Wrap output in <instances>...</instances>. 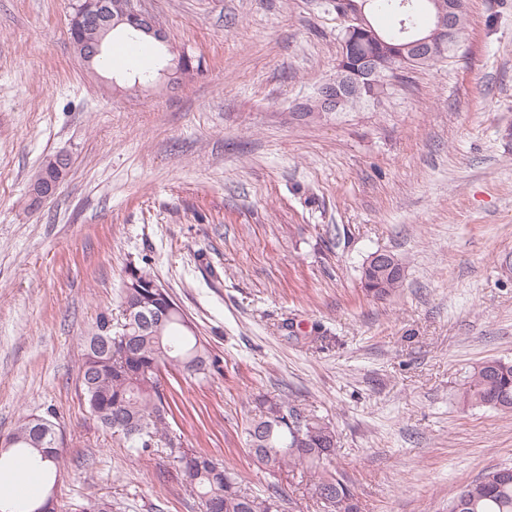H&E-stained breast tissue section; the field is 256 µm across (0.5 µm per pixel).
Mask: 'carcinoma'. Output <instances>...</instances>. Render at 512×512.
Masks as SVG:
<instances>
[{"mask_svg":"<svg viewBox=\"0 0 512 512\" xmlns=\"http://www.w3.org/2000/svg\"><path fill=\"white\" fill-rule=\"evenodd\" d=\"M412 6L403 11L398 0H371L372 15L388 14L391 27L381 30L386 39L399 37L401 20L407 26H421L429 10ZM388 273L360 271L364 290L377 297L395 293L402 285L403 269L397 257L384 253ZM123 309H132L116 333L110 319L102 315L92 334L86 337L80 373L83 391L102 427L122 438L135 456H145L163 441L179 464L183 477L199 500L201 512H280L282 492L264 494L242 487L239 474L212 455L186 451L168 437L170 406L159 379L161 369H181L207 377L219 370L186 316L167 291L158 287L150 273L132 267L123 282ZM463 405L512 414V361L489 359L469 376L461 394ZM249 452L261 466L280 469L291 463L307 464L317 470L314 492L328 490L325 501L331 507L345 503L343 512H358L355 494L339 472L322 467L336 448L331 424L309 413L301 415L286 398L261 397L245 429ZM13 445L0 454V466L7 454H37L47 473L58 472L62 455L44 456V449L56 448L57 427L53 415L25 418L9 434ZM467 494L462 512H512V467H493L478 480L460 489Z\"/></svg>","mask_w":512,"mask_h":512,"instance_id":"obj_1","label":"carcinoma"}]
</instances>
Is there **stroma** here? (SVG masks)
<instances>
[{
  "label": "stroma",
  "instance_id": "1",
  "mask_svg": "<svg viewBox=\"0 0 512 512\" xmlns=\"http://www.w3.org/2000/svg\"><path fill=\"white\" fill-rule=\"evenodd\" d=\"M147 2L191 70L137 90L136 68L82 65L77 0H0V438L54 412L57 512H199L168 449L133 456L79 379L144 266L220 361L165 376L183 448L330 512L313 470L247 449L251 399L282 397L331 422L359 512H448L512 466V415L459 402L473 367L512 360V0H464L446 59L320 119L297 112L336 74L333 0ZM59 152L69 175L33 203ZM378 250L404 267L381 298L360 283Z\"/></svg>",
  "mask_w": 512,
  "mask_h": 512
}]
</instances>
